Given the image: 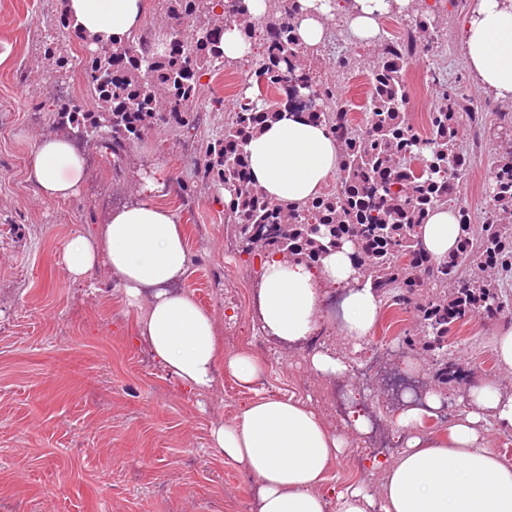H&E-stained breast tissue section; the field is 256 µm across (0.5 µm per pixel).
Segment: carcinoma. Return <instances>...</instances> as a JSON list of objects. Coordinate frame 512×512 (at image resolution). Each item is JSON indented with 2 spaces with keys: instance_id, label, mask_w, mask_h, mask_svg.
<instances>
[{
  "instance_id": "obj_1",
  "label": "carcinoma",
  "mask_w": 512,
  "mask_h": 512,
  "mask_svg": "<svg viewBox=\"0 0 512 512\" xmlns=\"http://www.w3.org/2000/svg\"><path fill=\"white\" fill-rule=\"evenodd\" d=\"M295 0H265L266 31L275 36L272 48L251 61L254 74L265 80L251 97H242L235 112L224 121V137L206 143L200 152L205 184L233 192V204L224 210L226 233L255 263L269 252H281L314 261L327 246L350 239L357 243L364 276L391 303L413 309L420 318V336L407 339L413 347L440 350L453 325L467 316L505 311L507 295L487 279L495 265L512 272V139L499 145L497 177L487 187L494 211L483 223L473 224L468 213L458 211L460 236L456 250L443 261L433 260L419 243V226L434 208L448 204V179L461 177L456 161L458 130L473 118L483 119L484 106L461 93H443L429 114L430 135L412 133L405 119V68L412 55L380 56L372 71L378 84L369 98L366 127L354 123L348 112L323 110L313 119L333 129L350 126L342 140L338 194L320 195L294 209L272 202L253 183L245 146L275 117L267 108L270 87L288 79L298 62L292 15ZM172 18L195 24L194 34L172 30L170 47L154 51L153 38L139 32L121 45L101 44L102 64L112 78L102 86L90 77L97 110L81 120L67 104L55 100L59 123L76 129L77 140L96 141L121 168L133 140L167 115L181 127L194 128L191 104L201 78L227 66L221 50L224 26L232 14L247 19L244 0L224 3L217 13L208 0H165ZM410 30L419 41L435 37L430 19L409 10ZM432 278L436 287L423 291ZM469 372L442 361L435 373L442 388L462 386Z\"/></svg>"
}]
</instances>
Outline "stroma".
Wrapping results in <instances>:
<instances>
[{"mask_svg":"<svg viewBox=\"0 0 512 512\" xmlns=\"http://www.w3.org/2000/svg\"><path fill=\"white\" fill-rule=\"evenodd\" d=\"M427 13L441 27L438 41L423 49L406 72L415 85L429 72L451 88H462L486 106L484 123L496 129L491 96L475 84L458 40L468 11L454 0H427ZM64 0H0V512H252L253 479L216 458L208 446L212 423L232 422L259 394L308 397L328 423L341 425L336 401L345 385L326 383L310 372L309 346L296 348L257 330L255 273L245 265H224L228 238L224 197L202 186L196 160L206 141L224 131V111L213 98L232 90L235 78L255 79L247 63L207 76L192 108L196 128L158 123L133 144L120 170L92 141L81 142L87 177L65 201L42 198L29 173L38 138L55 130L53 97L93 110L83 69L87 44L64 28ZM337 36L325 46L327 61L317 77L335 79L339 63L353 57L374 60L378 44L351 39L345 13L335 15ZM67 46L72 66L55 80L44 58L46 41ZM167 172L172 186L159 202L176 212L190 252L183 289L211 310L224 343L264 357L262 384L246 388L221 376L209 393L188 394L150 358L129 344L135 314L113 286L94 291L71 284L59 253L76 231H90L103 215L133 198L134 162ZM495 170V150L469 165L459 203L473 223L488 210L485 186ZM194 187L193 196L182 194ZM472 317L448 335V358L470 370L471 382L496 376L492 341L502 322ZM414 313L382 303L373 333L353 354L356 367L374 364L383 344L417 335ZM379 373L373 396L363 405L374 429L369 450L395 444V404Z\"/></svg>","mask_w":512,"mask_h":512,"instance_id":"obj_1","label":"stroma"}]
</instances>
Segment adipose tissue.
Listing matches in <instances>:
<instances>
[{
	"label": "adipose tissue",
	"mask_w": 512,
	"mask_h": 512,
	"mask_svg": "<svg viewBox=\"0 0 512 512\" xmlns=\"http://www.w3.org/2000/svg\"><path fill=\"white\" fill-rule=\"evenodd\" d=\"M297 36L306 47L320 46L328 30L330 0H298ZM411 0H349L348 28L353 38L374 42L379 19L404 11ZM145 0H65V12L80 32L104 43L123 44L139 30ZM460 41L475 83L503 103L512 102V0H474ZM254 182L276 204L292 207L318 196L340 166V147L322 124L287 108L246 146ZM86 160L65 131L44 135L36 144L31 173L40 195L74 197L85 177ZM135 199L109 211L93 232H77L60 258L72 283L96 287L95 274L107 271L127 308L136 312L131 344L144 346L152 360L188 392L214 389L220 375L253 386L266 372L265 359L224 345L214 314L181 289L190 256L182 224L171 209L155 202L166 178L139 171ZM460 228L454 209L437 207L420 228L422 245L441 261L455 249ZM342 299L336 331L361 344L373 332L381 298L358 270L351 244L326 248L314 262L264 258L256 283L259 331L291 346L317 332L329 291ZM311 371L325 382L353 376L349 356L332 346L314 348ZM443 391L427 390L421 400H406L393 418L399 448L385 457L363 452L362 471L381 481L345 487L329 485V473L363 434L369 419L350 414L330 427L309 399L259 396L228 424L209 430L217 456L255 482L254 512H512V460L491 452L487 434L512 435V388L489 377L469 387L460 410L442 436L423 429L437 417Z\"/></svg>",
	"instance_id": "adipose-tissue-1"
}]
</instances>
